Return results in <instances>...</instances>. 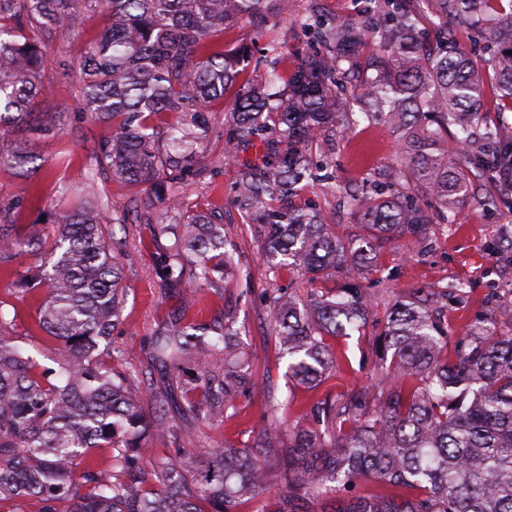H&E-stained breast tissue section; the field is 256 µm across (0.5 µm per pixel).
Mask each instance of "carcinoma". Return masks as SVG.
I'll return each mask as SVG.
<instances>
[{"label":"carcinoma","instance_id":"carcinoma-1","mask_svg":"<svg viewBox=\"0 0 512 512\" xmlns=\"http://www.w3.org/2000/svg\"><path fill=\"white\" fill-rule=\"evenodd\" d=\"M371 2L387 20L377 31L354 18L295 14L294 23L321 47L286 73L272 19L288 16L290 0H0V130L34 115L45 91V43L80 29L86 13L101 12L106 27L82 61L80 108L115 129L87 180L103 173L141 187L134 208L152 228L161 288L183 299L187 312L197 299L184 278L215 288V274L236 267L224 218L183 207L184 188L221 166L198 142L208 131L206 107L224 103L234 86L224 159L257 151L235 201L258 225L267 272L275 280L284 272L352 280L394 237L423 239L436 218L453 230L448 213L480 180H497L512 165L508 123L476 130L487 80L512 112V0ZM244 21L267 39L255 61L246 45L226 50L215 40ZM450 22L480 30L495 46L489 69L448 45ZM249 68L263 74L239 81ZM371 69L362 114L398 139L392 178L403 191L386 194L367 179L347 192L359 233L343 237L331 230L333 212L292 199L312 175L313 143L352 113L339 87ZM162 115L169 120L161 126ZM37 159L0 136L1 167L27 176ZM54 223L48 266L19 271L16 282L26 293L46 281L39 323L66 356L56 381L46 382L0 325V504L34 496L43 512H205V504L210 512H239L269 491L277 469L288 487L276 512H315L320 500L332 502L330 512H512V302L492 303L459 332L448 297L467 296V282L396 293L369 341L382 368L378 381L342 399L317 400L311 417L297 419L286 435L277 421L288 401L269 400L256 453L208 450L201 479L192 483L194 457L160 458L147 469L137 452L143 436L177 437L166 417L169 396L134 399L131 376L98 362L122 307L124 212L114 205L109 216L105 207L84 203ZM10 228L0 211V258L38 249L37 238ZM267 307L288 377L313 388L339 367L331 340L365 331L370 313L362 291L346 285L305 299L277 290ZM148 359L173 381L183 361L195 363L204 391L186 399L187 415L228 423L237 399L257 385L227 314L209 338L173 318L151 337ZM98 448L111 451L106 468L87 465ZM360 482L392 492L343 497Z\"/></svg>","mask_w":512,"mask_h":512}]
</instances>
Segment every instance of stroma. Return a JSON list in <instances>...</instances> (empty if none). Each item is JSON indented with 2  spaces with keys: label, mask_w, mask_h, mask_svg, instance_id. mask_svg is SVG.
Listing matches in <instances>:
<instances>
[{
  "label": "stroma",
  "mask_w": 512,
  "mask_h": 512,
  "mask_svg": "<svg viewBox=\"0 0 512 512\" xmlns=\"http://www.w3.org/2000/svg\"><path fill=\"white\" fill-rule=\"evenodd\" d=\"M104 25L102 14H88L79 35L47 46V94L39 100L38 113L40 120H55L59 134L38 140L25 124L6 130L17 143L34 144L41 156L33 178L38 192L33 197H19L15 172L0 168V206L9 207L10 218L20 234H52L55 215L81 199L95 155L112 138L111 125L90 121L80 110L79 67L84 49ZM312 152L319 158L330 155L331 160L319 169L318 180L304 185L298 200L335 209L337 231L349 234L353 230L351 218L341 208L339 196L331 193V186L355 184L367 173L382 175L390 171L399 152L398 141L383 124L361 119L337 127L335 133L314 144ZM62 154L67 160L61 164L57 158ZM241 171L239 163H224L184 191V206L189 211L223 213L224 230L240 254L235 274L221 287L202 288L194 309L182 312L178 297L159 288L152 261L155 243L148 225H133L123 248L125 297L121 317L112 330L120 356L112 366L132 374V396H143L150 388L160 391L166 387L167 370L147 362V342L154 330L177 315L182 316L185 325L209 329L223 324L225 311H233L251 368L261 380L260 386L238 399L232 424L190 418L183 416L180 407L186 390L199 388V372L193 363H184L180 372L182 387L166 407L168 421L178 438L164 445L144 440L141 455L147 463L179 452L197 455L205 448L253 446L266 421L270 398H291L288 410L280 414L281 420L288 423L309 412L317 399L328 394L342 397L355 386L367 383L376 372L366 339L354 336L334 341L340 366L319 388L310 389L288 380L286 362L279 357L268 324L264 295L280 287L305 296L335 287L336 282H310L292 273L282 274L276 280L268 275L259 255V230L247 223L233 204ZM449 218L457 223L456 232H448L445 225L437 224L426 239L402 237L384 244L376 269L359 280L373 300L375 318H383L395 291L419 286L443 288L456 280L467 281L471 286L468 298L455 304L450 314L456 326H465L479 317L491 300H512V197L498 193L486 203L470 198ZM16 268V262L0 260V312L8 321L7 330L33 356L40 369L57 368L65 350L39 325L37 307L41 292L24 296L16 290Z\"/></svg>",
  "instance_id": "stroma-1"
}]
</instances>
